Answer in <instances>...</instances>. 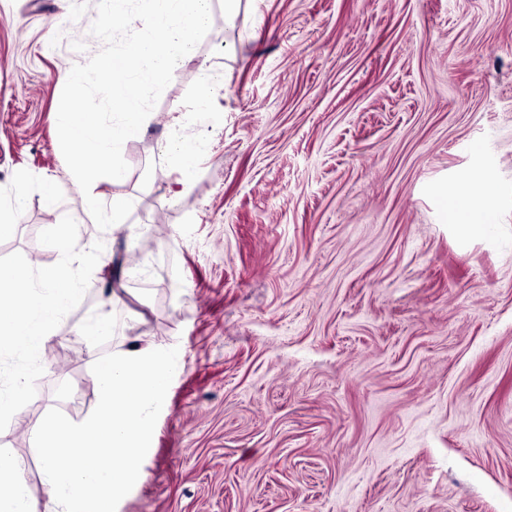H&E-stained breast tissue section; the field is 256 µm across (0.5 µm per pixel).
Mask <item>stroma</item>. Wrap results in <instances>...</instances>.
I'll return each instance as SVG.
<instances>
[{"label": "stroma", "mask_w": 512, "mask_h": 512, "mask_svg": "<svg viewBox=\"0 0 512 512\" xmlns=\"http://www.w3.org/2000/svg\"><path fill=\"white\" fill-rule=\"evenodd\" d=\"M96 0H0V257L55 264L71 216L104 244L0 456L47 506L34 434L97 404L91 367L178 347L139 478L117 512H512V0L224 5L125 144L137 234L99 230L63 158L62 74L103 43ZM211 109L199 114L202 86ZM201 143L179 198L161 151ZM484 175L495 222L444 224L438 192ZM110 316L87 342V314Z\"/></svg>", "instance_id": "stroma-1"}]
</instances>
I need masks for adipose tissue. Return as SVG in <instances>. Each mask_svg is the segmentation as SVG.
<instances>
[{
	"label": "adipose tissue",
	"mask_w": 512,
	"mask_h": 512,
	"mask_svg": "<svg viewBox=\"0 0 512 512\" xmlns=\"http://www.w3.org/2000/svg\"><path fill=\"white\" fill-rule=\"evenodd\" d=\"M440 203L444 222L473 237L483 234L495 212L493 198L484 192L478 180L466 188L441 194Z\"/></svg>",
	"instance_id": "1"
}]
</instances>
